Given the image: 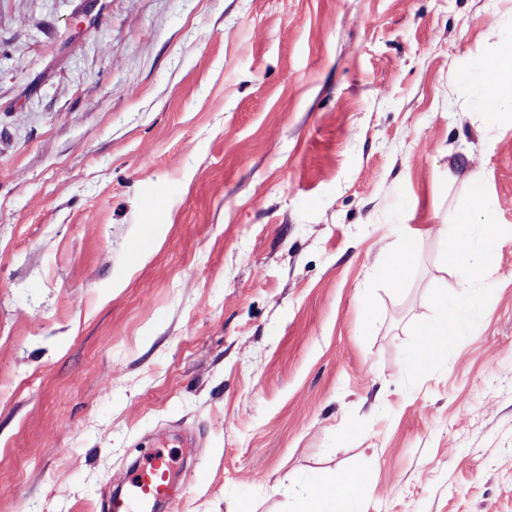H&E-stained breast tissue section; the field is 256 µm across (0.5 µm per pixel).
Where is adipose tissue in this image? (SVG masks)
Listing matches in <instances>:
<instances>
[{"instance_id": "obj_1", "label": "adipose tissue", "mask_w": 512, "mask_h": 512, "mask_svg": "<svg viewBox=\"0 0 512 512\" xmlns=\"http://www.w3.org/2000/svg\"><path fill=\"white\" fill-rule=\"evenodd\" d=\"M471 74L481 78L483 93L482 107L495 111L500 98L512 99V41L501 42L488 57L471 58L467 64ZM472 207L458 214L454 219L456 234L463 245L449 249L446 264L468 270L471 278L482 277L486 255L496 240L493 225V204L481 182L470 185ZM422 227L408 228L402 245L394 250L383 252L377 260L380 273L392 283L403 281L418 259L416 245L425 235ZM467 326L465 309H457L452 316L440 317L435 322L421 327L419 340L410 349L406 363L415 370L435 363L457 336ZM363 488L357 474L350 471H334L316 484L298 490L295 497L300 512H357L358 501Z\"/></svg>"}]
</instances>
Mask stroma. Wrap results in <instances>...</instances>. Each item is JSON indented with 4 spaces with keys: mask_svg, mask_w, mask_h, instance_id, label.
Segmentation results:
<instances>
[{
    "mask_svg": "<svg viewBox=\"0 0 512 512\" xmlns=\"http://www.w3.org/2000/svg\"><path fill=\"white\" fill-rule=\"evenodd\" d=\"M511 37L512 0H0V512H109L158 449L161 512L335 470L359 512H512V103L466 69ZM443 296L470 331L411 370ZM472 208L458 214L455 224L456 234L465 243L461 248H450L446 255V265L463 267L468 270L471 280L481 278L485 269V259L496 240V230L492 219L493 204L483 184L475 181L470 184ZM432 228L408 227L403 244L391 251L383 252L377 259V268L390 282L399 284L414 267L418 259L416 244Z\"/></svg>",
    "mask_w": 512,
    "mask_h": 512,
    "instance_id": "35a3bbf8",
    "label": "stroma"
}]
</instances>
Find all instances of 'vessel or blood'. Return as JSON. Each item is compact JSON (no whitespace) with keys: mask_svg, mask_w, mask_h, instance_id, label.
<instances>
[{"mask_svg":"<svg viewBox=\"0 0 512 512\" xmlns=\"http://www.w3.org/2000/svg\"><path fill=\"white\" fill-rule=\"evenodd\" d=\"M172 462L169 454L157 451L134 471L123 497L112 502V512H146L155 502L168 496Z\"/></svg>","mask_w":512,"mask_h":512,"instance_id":"vessel-or-blood-1","label":"vessel or blood"}]
</instances>
